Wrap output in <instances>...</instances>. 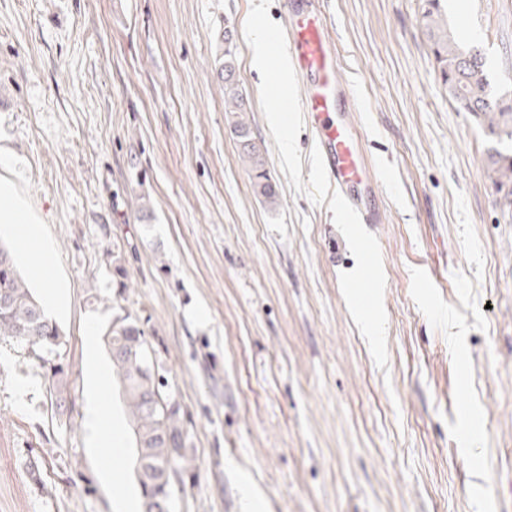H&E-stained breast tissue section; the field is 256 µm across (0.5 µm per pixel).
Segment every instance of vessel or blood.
<instances>
[{
	"instance_id": "obj_1",
	"label": "vessel or blood",
	"mask_w": 512,
	"mask_h": 512,
	"mask_svg": "<svg viewBox=\"0 0 512 512\" xmlns=\"http://www.w3.org/2000/svg\"><path fill=\"white\" fill-rule=\"evenodd\" d=\"M283 7L282 40L307 85L303 110L320 147L324 172L356 223H379V207L352 193L358 186L373 192L374 167L361 148L351 114L355 101L347 96L338 76L336 53L325 35L324 14L313 0H284Z\"/></svg>"
}]
</instances>
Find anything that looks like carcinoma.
I'll return each instance as SVG.
<instances>
[{
  "label": "carcinoma",
  "mask_w": 512,
  "mask_h": 512,
  "mask_svg": "<svg viewBox=\"0 0 512 512\" xmlns=\"http://www.w3.org/2000/svg\"><path fill=\"white\" fill-rule=\"evenodd\" d=\"M428 2L423 14L424 28L448 99L505 146L503 152L495 149L488 154V166L498 189L507 190L505 200L512 205V104L492 92L481 50L462 44L448 28L439 0ZM218 78L224 83V111L231 114L229 132L239 145L254 193L263 202L275 204L278 192L266 168V148L253 134L248 119L251 107L239 88L233 41L227 34ZM0 254L7 255L10 261L8 268H0V301H4L0 304V341L12 340L28 346L46 368L47 391L54 397L61 393L67 376L63 362L53 360L64 345L63 336L20 276L12 250L0 244ZM105 339L115 357L112 374L134 426L142 512H151V500L161 494L173 496V479L186 467L184 418L168 391L164 367L153 361L143 332L130 321V316L116 319Z\"/></svg>",
  "instance_id": "cac0c4a2"
}]
</instances>
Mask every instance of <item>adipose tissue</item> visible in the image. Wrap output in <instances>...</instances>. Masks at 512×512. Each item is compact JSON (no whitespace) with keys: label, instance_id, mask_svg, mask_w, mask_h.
<instances>
[{"label":"adipose tissue","instance_id":"adipose-tissue-1","mask_svg":"<svg viewBox=\"0 0 512 512\" xmlns=\"http://www.w3.org/2000/svg\"><path fill=\"white\" fill-rule=\"evenodd\" d=\"M0 229L29 242L36 255L33 273L42 282L46 307L52 315L64 314L67 308L64 291L53 273L50 248L42 237L38 221L15 185L3 179H0Z\"/></svg>","mask_w":512,"mask_h":512}]
</instances>
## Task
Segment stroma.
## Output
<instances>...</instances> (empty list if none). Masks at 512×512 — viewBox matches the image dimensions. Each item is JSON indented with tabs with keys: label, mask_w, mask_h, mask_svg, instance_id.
I'll return each instance as SVG.
<instances>
[{
	"label": "stroma",
	"mask_w": 512,
	"mask_h": 512,
	"mask_svg": "<svg viewBox=\"0 0 512 512\" xmlns=\"http://www.w3.org/2000/svg\"><path fill=\"white\" fill-rule=\"evenodd\" d=\"M440 6L512 88V0ZM252 10L0 0V177L69 299L59 405L27 347L0 342V512H141L117 384L99 419L118 453L91 448L86 411V328L127 314L187 427L177 512H512V206L492 139L448 100L425 0H324L378 179L372 226L322 171L302 79L283 98L253 68ZM228 30L272 208L229 133Z\"/></svg>",
	"instance_id": "stroma-1"
}]
</instances>
